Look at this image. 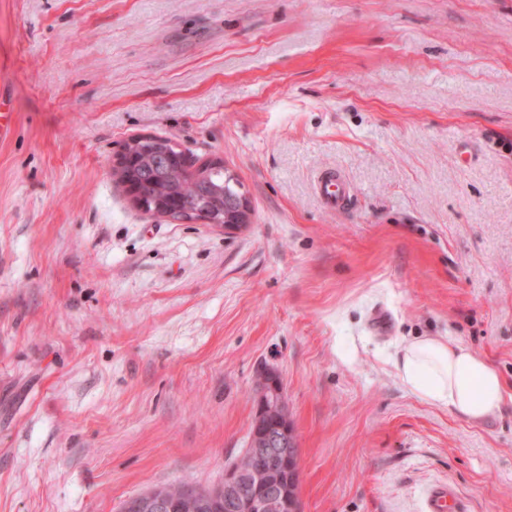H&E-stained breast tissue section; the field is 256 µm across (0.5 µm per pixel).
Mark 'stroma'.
<instances>
[{"mask_svg": "<svg viewBox=\"0 0 512 512\" xmlns=\"http://www.w3.org/2000/svg\"><path fill=\"white\" fill-rule=\"evenodd\" d=\"M0 110V512L222 482L266 369L302 512L438 483L512 512V0H0ZM137 135L221 159L249 227L138 208ZM422 336L496 369L501 411L412 394ZM315 190L323 206L330 211L343 208L351 196L346 181L336 172L320 175L315 182Z\"/></svg>", "mask_w": 512, "mask_h": 512, "instance_id": "obj_1", "label": "stroma"}]
</instances>
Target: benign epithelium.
Wrapping results in <instances>:
<instances>
[{
    "label": "benign epithelium",
    "mask_w": 512,
    "mask_h": 512,
    "mask_svg": "<svg viewBox=\"0 0 512 512\" xmlns=\"http://www.w3.org/2000/svg\"><path fill=\"white\" fill-rule=\"evenodd\" d=\"M154 213L175 221L209 224L226 233L248 227L251 207L246 197L238 206L216 217L202 214L195 218L186 213L163 211L159 204ZM247 468L234 466L224 472V482L207 491L185 489L181 498L169 497L156 488L127 499L121 512H208L220 503L224 512H296L289 482L299 473L296 433L283 399V386L275 373L261 377L256 394L255 429L249 441Z\"/></svg>",
    "instance_id": "obj_1"
}]
</instances>
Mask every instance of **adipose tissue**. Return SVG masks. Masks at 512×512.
Returning a JSON list of instances; mask_svg holds the SVG:
<instances>
[{"label":"adipose tissue","mask_w":512,"mask_h":512,"mask_svg":"<svg viewBox=\"0 0 512 512\" xmlns=\"http://www.w3.org/2000/svg\"><path fill=\"white\" fill-rule=\"evenodd\" d=\"M397 370L411 393L470 422L496 414L505 401L499 373L462 343L413 340L403 347Z\"/></svg>","instance_id":"ef3b65f1"}]
</instances>
